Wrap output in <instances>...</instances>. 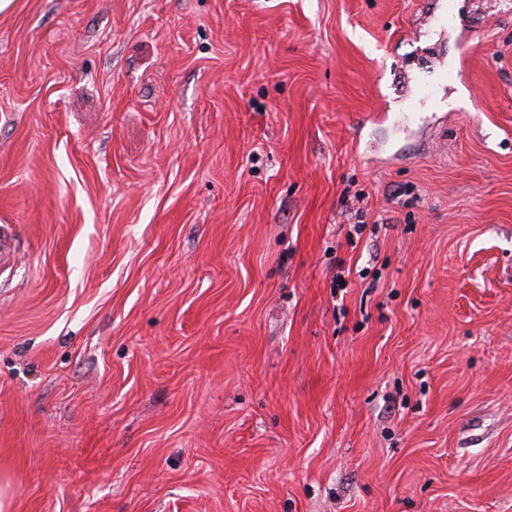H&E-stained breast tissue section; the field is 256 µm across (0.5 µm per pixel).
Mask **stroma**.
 Returning <instances> with one entry per match:
<instances>
[{
	"label": "stroma",
	"mask_w": 512,
	"mask_h": 512,
	"mask_svg": "<svg viewBox=\"0 0 512 512\" xmlns=\"http://www.w3.org/2000/svg\"><path fill=\"white\" fill-rule=\"evenodd\" d=\"M2 233L9 512H512V0H20Z\"/></svg>",
	"instance_id": "obj_1"
}]
</instances>
